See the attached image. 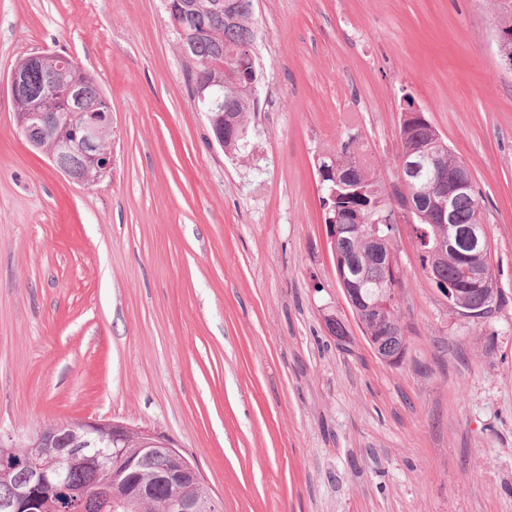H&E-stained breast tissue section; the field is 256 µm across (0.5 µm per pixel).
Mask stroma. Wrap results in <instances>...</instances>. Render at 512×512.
Instances as JSON below:
<instances>
[{"label": "stroma", "mask_w": 512, "mask_h": 512, "mask_svg": "<svg viewBox=\"0 0 512 512\" xmlns=\"http://www.w3.org/2000/svg\"><path fill=\"white\" fill-rule=\"evenodd\" d=\"M257 17L243 163L193 104L162 0H0V433L93 419L159 433L224 512H512L499 0H258ZM46 49L112 103L97 182L70 181L18 132L7 75ZM408 96L480 190L503 302L452 312L402 226L409 352L392 367L338 282L314 158L355 133L392 183Z\"/></svg>", "instance_id": "35a3bbf8"}]
</instances>
